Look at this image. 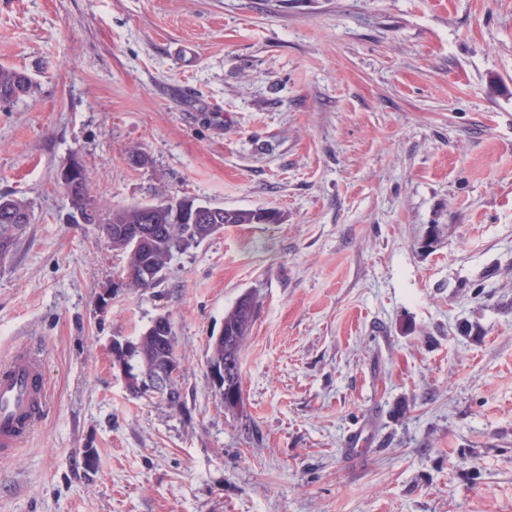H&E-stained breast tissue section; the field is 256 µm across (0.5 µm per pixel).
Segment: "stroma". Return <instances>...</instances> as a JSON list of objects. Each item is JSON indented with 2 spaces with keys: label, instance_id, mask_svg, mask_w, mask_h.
I'll return each instance as SVG.
<instances>
[{
  "label": "stroma",
  "instance_id": "1",
  "mask_svg": "<svg viewBox=\"0 0 512 512\" xmlns=\"http://www.w3.org/2000/svg\"><path fill=\"white\" fill-rule=\"evenodd\" d=\"M0 360L49 407L0 512H512V0H0ZM162 194L225 227L152 289L96 225ZM242 413L207 373L244 292ZM168 316L180 404L135 398L113 339ZM28 77L27 74L13 67L0 66V104L10 103L30 95L33 83ZM23 217L24 220H20ZM30 224L27 204L9 195H0V256L5 255Z\"/></svg>",
  "mask_w": 512,
  "mask_h": 512
}]
</instances>
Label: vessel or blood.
Wrapping results in <instances>:
<instances>
[{"instance_id":"vessel-or-blood-1","label":"vessel or blood","mask_w":512,"mask_h":512,"mask_svg":"<svg viewBox=\"0 0 512 512\" xmlns=\"http://www.w3.org/2000/svg\"><path fill=\"white\" fill-rule=\"evenodd\" d=\"M49 404L40 356L29 348L0 362V459H9L30 437Z\"/></svg>"}]
</instances>
